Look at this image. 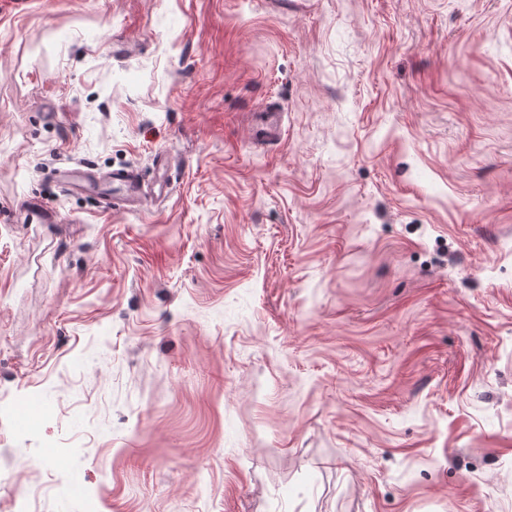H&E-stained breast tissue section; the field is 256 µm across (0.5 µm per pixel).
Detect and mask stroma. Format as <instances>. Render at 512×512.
<instances>
[{
  "label": "stroma",
  "mask_w": 512,
  "mask_h": 512,
  "mask_svg": "<svg viewBox=\"0 0 512 512\" xmlns=\"http://www.w3.org/2000/svg\"><path fill=\"white\" fill-rule=\"evenodd\" d=\"M21 503L512 512V0H0ZM157 164L161 165L163 172L152 185H144L136 171L130 168L112 170L105 177V181H97L101 177L94 175L88 168H78L65 171L63 181L72 191L98 196H106L111 201L119 200L128 210H136L143 205L149 196L152 199L168 194L170 183L165 178V168L169 166V159L162 153L156 155ZM103 187H106L104 189Z\"/></svg>",
  "instance_id": "obj_1"
}]
</instances>
